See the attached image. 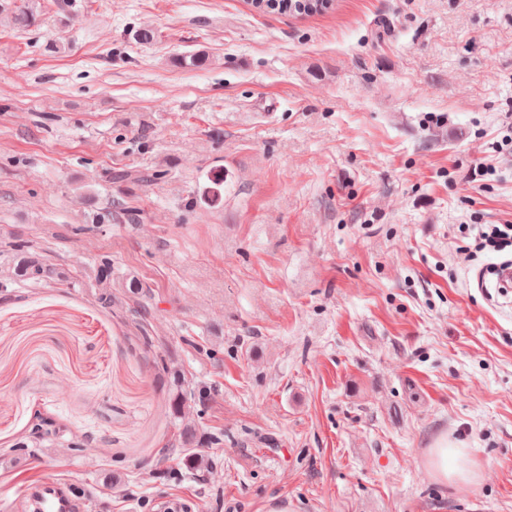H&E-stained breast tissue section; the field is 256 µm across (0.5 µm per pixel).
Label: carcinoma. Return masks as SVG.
I'll return each instance as SVG.
<instances>
[{"instance_id": "carcinoma-1", "label": "carcinoma", "mask_w": 512, "mask_h": 512, "mask_svg": "<svg viewBox=\"0 0 512 512\" xmlns=\"http://www.w3.org/2000/svg\"><path fill=\"white\" fill-rule=\"evenodd\" d=\"M251 5L255 11L261 13L276 12L281 15L305 17L328 11L333 5V0H264L262 4L258 3V0H251ZM12 19L17 28L26 31L41 24L39 14L32 8L13 12ZM111 177L114 179L130 178L144 186H150L162 179L163 173L160 171L121 170L112 173ZM96 276L102 287H111L112 259L103 257L98 261ZM56 277L57 272L52 265L46 263L39 256L25 251L24 246L19 244L16 246V256L13 261L0 268V288H9L15 283L25 281L38 283ZM167 371L175 387V394L170 401V409L183 425L182 444L185 446H190L195 442L200 444L199 449L184 456L185 466L194 477L205 480L214 473L213 459L206 449L219 444L220 436L217 434H208L199 438L194 436V418L202 411L204 402L194 396H187L186 385L188 382L182 369L173 365L167 367Z\"/></svg>"}]
</instances>
